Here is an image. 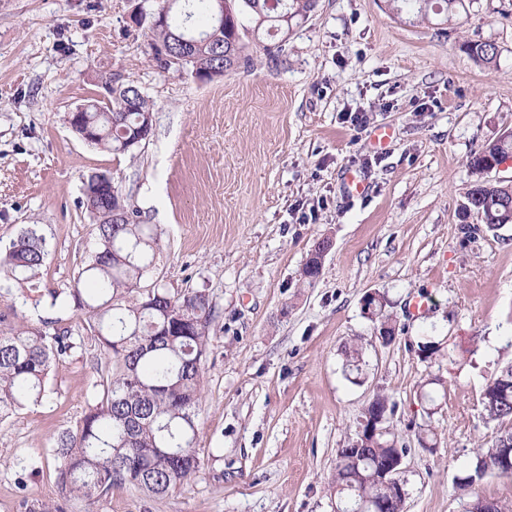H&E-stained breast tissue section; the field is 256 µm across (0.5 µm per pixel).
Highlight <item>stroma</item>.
<instances>
[{
    "label": "stroma",
    "mask_w": 512,
    "mask_h": 512,
    "mask_svg": "<svg viewBox=\"0 0 512 512\" xmlns=\"http://www.w3.org/2000/svg\"><path fill=\"white\" fill-rule=\"evenodd\" d=\"M139 3L156 6L0 0V253L30 224L47 241L30 279L0 274V313L81 330L48 294L73 288L97 248L83 204L94 172L156 225L149 282L215 305L194 477L163 496L118 486L91 505L73 498L66 512H335L337 451L378 392L407 448L405 512H465L455 482L500 431L481 393L512 364V227L469 238L458 212L471 155L512 134V0H474L449 21L395 15L386 0H317L275 58L251 47L253 66L208 81L155 66L131 19ZM486 41L500 50L492 66L467 51ZM111 72L153 105L150 140L119 156L68 124L107 100ZM380 127L392 137L377 149ZM349 170L368 194L346 195ZM322 240L321 273L304 279ZM371 292L397 320L391 343L364 312ZM424 336L437 344L426 359ZM98 352L91 340L75 349L40 404L0 423V512L57 500L51 449L93 402Z\"/></svg>",
    "instance_id": "stroma-1"
}]
</instances>
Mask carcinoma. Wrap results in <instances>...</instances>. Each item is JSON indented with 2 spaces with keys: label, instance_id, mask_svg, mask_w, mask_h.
Segmentation results:
<instances>
[{
  "label": "carcinoma",
  "instance_id": "carcinoma-1",
  "mask_svg": "<svg viewBox=\"0 0 512 512\" xmlns=\"http://www.w3.org/2000/svg\"><path fill=\"white\" fill-rule=\"evenodd\" d=\"M168 2L160 0L151 12L142 10L137 25L148 30V47L157 67L195 74L250 66L244 37H284L290 30L284 17L304 19L316 7V0H225L221 26L213 0H174L171 6ZM389 2L398 15L406 12L422 18L431 13L450 18L466 9L465 0ZM165 9L167 21L151 23V17ZM245 16L252 26L243 24ZM186 37L199 41L189 50L191 59H170L178 49L177 40ZM467 49L484 65L495 63L499 54L492 42L474 43ZM131 88L133 84L121 75H112L110 98L88 103L82 113L81 126L94 134L92 144L115 155L136 148L129 144L128 134L138 132L142 142L152 134L142 125L144 114L152 111L149 100ZM511 155L509 135L482 148L469 161L474 180L466 197L473 198V215L490 231L512 224V186L492 182L485 171L490 163L501 164ZM84 196L86 209L98 223V246L66 301L94 330V340L106 355L107 375L95 393L98 401L54 443L55 482L63 501L77 498L93 504L118 485L162 496L187 483L199 468L195 415L214 305L200 291L174 295L148 287L159 248L156 226L141 223L139 212L126 205L115 224L112 197L87 190ZM114 252L124 261L112 260ZM46 255V238L39 225L32 224L0 258V268L12 279L25 280ZM372 303L370 317L377 322V331L393 340L398 327L386 312L385 296L375 294ZM81 346V337L58 329L52 318L40 319L36 328L15 327L9 315L1 313L0 422L42 402L52 366ZM481 401L486 419L503 425V430L488 447L477 449L473 466L458 478L457 488L463 491L470 490L487 470L497 469L512 450V364L486 384ZM394 408L388 396L376 393L365 414L387 416ZM406 452L388 431L360 448L351 441L339 449L333 479L337 501L352 495L359 503L385 493L378 481L381 471Z\"/></svg>",
  "mask_w": 512,
  "mask_h": 512
}]
</instances>
